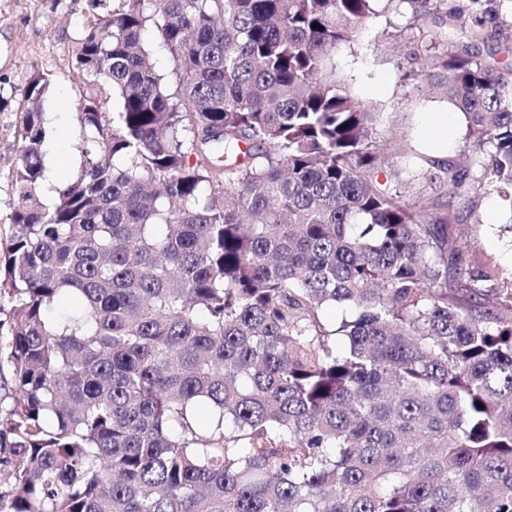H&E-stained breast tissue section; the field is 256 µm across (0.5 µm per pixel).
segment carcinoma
Wrapping results in <instances>:
<instances>
[{"mask_svg":"<svg viewBox=\"0 0 512 512\" xmlns=\"http://www.w3.org/2000/svg\"><path fill=\"white\" fill-rule=\"evenodd\" d=\"M373 2L87 0L84 161L49 204V84L23 94L0 512H512V287L468 223L512 204V67L471 0L421 67L465 122L469 165L423 175L456 209L410 206L330 63Z\"/></svg>","mask_w":512,"mask_h":512,"instance_id":"carcinoma-1","label":"carcinoma"}]
</instances>
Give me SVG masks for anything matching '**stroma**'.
Segmentation results:
<instances>
[{
  "mask_svg": "<svg viewBox=\"0 0 512 512\" xmlns=\"http://www.w3.org/2000/svg\"><path fill=\"white\" fill-rule=\"evenodd\" d=\"M468 5L469 0H448L447 10L418 18L406 0H374L367 33L331 60L353 99L376 115V138L385 154L379 182L397 188L408 203L418 192V172L432 158L422 146V122L428 114L453 110L444 89L408 73L419 68L415 54L421 47L439 54L459 44L463 34L447 12ZM493 9L480 51L492 63L512 66V0H495ZM88 22L86 0H0V96L9 100L0 111V249L11 233V169L19 153L23 91L32 75L49 81L45 111L51 136L44 149L55 177L42 184L44 200L52 201L81 169L77 104L89 88L72 68L71 50ZM475 204L480 221L472 226L474 246L512 280V206L494 193L480 194Z\"/></svg>",
  "mask_w": 512,
  "mask_h": 512,
  "instance_id": "stroma-1",
  "label": "stroma"
}]
</instances>
